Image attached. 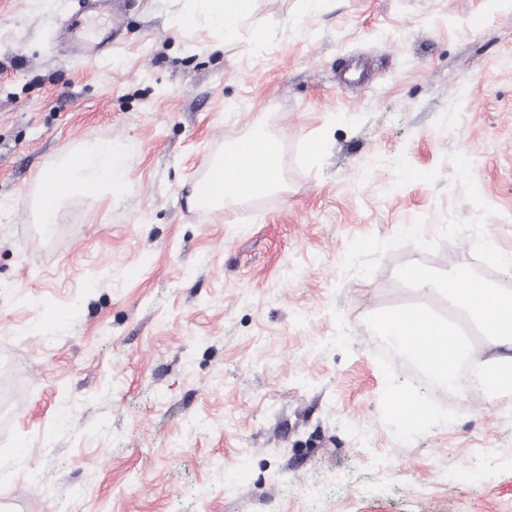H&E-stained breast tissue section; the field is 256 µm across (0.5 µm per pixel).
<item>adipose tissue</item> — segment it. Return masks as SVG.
<instances>
[{"label": "adipose tissue", "mask_w": 512, "mask_h": 512, "mask_svg": "<svg viewBox=\"0 0 512 512\" xmlns=\"http://www.w3.org/2000/svg\"><path fill=\"white\" fill-rule=\"evenodd\" d=\"M249 0H186L184 20L189 26L206 27L223 32L225 40L238 35L239 25ZM230 156L241 167L239 191L223 190L224 161L212 163L206 173L210 184L202 199L209 208L224 210L256 195L275 191L281 180L280 138L268 127L252 125L242 140L231 147ZM125 147L121 142L105 140L73 152L59 169L40 174L43 190L36 208L42 224H56L64 218V202L75 191L115 198L123 197L127 188L124 164ZM92 170L91 180L76 182L75 174ZM461 272L449 269L438 294L449 308L463 312L479 333L471 341L455 327L433 323L423 309L397 313L394 322L385 324V336L398 344L429 375L438 380L453 378L460 364H468L472 375L484 386L488 396L500 400L512 396V298L498 296L496 289L477 282L460 287ZM428 326L433 344L415 342L420 326Z\"/></svg>", "instance_id": "1"}]
</instances>
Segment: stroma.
<instances>
[{
  "label": "stroma",
  "mask_w": 512,
  "mask_h": 512,
  "mask_svg": "<svg viewBox=\"0 0 512 512\" xmlns=\"http://www.w3.org/2000/svg\"><path fill=\"white\" fill-rule=\"evenodd\" d=\"M183 7L127 0L78 61L76 0H0V512H512V402L408 428L378 330L406 267L491 236L512 277V0H250L230 44ZM257 121L283 190L194 208ZM102 140L125 196L34 223L37 175ZM118 25V12L112 14V24L105 35L97 42H88L78 52L87 60L92 59L95 55L109 50L112 47V41L116 38Z\"/></svg>",
  "instance_id": "stroma-1"
}]
</instances>
